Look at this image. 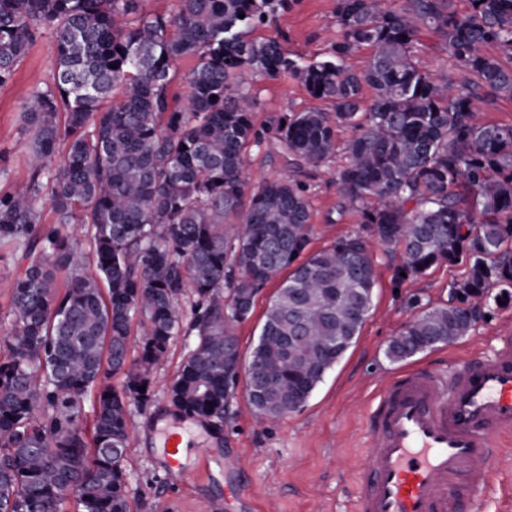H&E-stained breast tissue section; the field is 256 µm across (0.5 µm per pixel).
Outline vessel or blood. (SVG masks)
<instances>
[{
  "label": "vessel or blood",
  "mask_w": 512,
  "mask_h": 512,
  "mask_svg": "<svg viewBox=\"0 0 512 512\" xmlns=\"http://www.w3.org/2000/svg\"><path fill=\"white\" fill-rule=\"evenodd\" d=\"M369 464L355 512H476L495 450L512 436V337L446 372L405 369L366 417Z\"/></svg>",
  "instance_id": "vessel-or-blood-1"
}]
</instances>
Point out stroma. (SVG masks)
I'll use <instances>...</instances> for the list:
<instances>
[{
	"mask_svg": "<svg viewBox=\"0 0 512 512\" xmlns=\"http://www.w3.org/2000/svg\"><path fill=\"white\" fill-rule=\"evenodd\" d=\"M336 0H291L288 9L256 28L255 39L277 36L305 61L323 57L336 38ZM55 48L42 36L18 66L14 79L0 88V194L23 189L30 177L29 136L20 110L38 87L52 83ZM256 128L273 134L280 118L315 107L304 86L287 73L259 79ZM346 162H332L305 178L315 234L311 250L360 230L357 213H339L336 171ZM372 260L377 285L374 307L345 356L327 373L308 403L272 422L260 418L238 386L224 411L219 429L174 412L167 388L177 376L193 343L173 338L165 359L152 375V400L134 415L125 466L129 474L131 512H151L162 500L168 512H353L366 458L364 415L381 383L407 367L439 364L450 368L469 355L490 356L498 338L512 327V302L494 297L478 303V317L463 338L437 346L406 362L384 357L389 341L419 312L447 305L452 286L466 275L462 265H440L420 277H405L390 248L374 243ZM182 432L187 454L182 474H173L161 445L163 435ZM485 512L512 507V447L494 465L488 486L480 489Z\"/></svg>",
	"mask_w": 512,
	"mask_h": 512,
	"instance_id": "stroma-1",
	"label": "stroma"
}]
</instances>
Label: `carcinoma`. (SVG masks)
Segmentation results:
<instances>
[{"label":"carcinoma","instance_id":"carcinoma-1","mask_svg":"<svg viewBox=\"0 0 512 512\" xmlns=\"http://www.w3.org/2000/svg\"><path fill=\"white\" fill-rule=\"evenodd\" d=\"M469 3L460 13L453 0H337L336 40L304 63L276 38L246 39L290 0H175L169 16L136 0H0V87L43 34L55 46L53 83L22 105L34 175L25 193L0 194V243L22 251L0 359V512H66L71 499L81 512H130L131 416L151 400L155 365L174 336H195L170 405L223 419L236 373L224 350L239 349L236 325L286 268L247 366L259 415L301 410L359 336L375 298L369 239L354 233L310 252L300 181L249 188L247 152L264 142L252 123L259 77L288 72L331 104L283 118L274 144L301 172L343 150L339 209L358 213L383 245H403L402 272L467 265L452 303L416 315L389 343V360L465 335L464 305L493 288L512 300V124L481 122L476 107L512 98V68L483 51L512 59V0ZM364 45L375 53L356 71L347 60ZM431 47L446 52V72L419 66ZM186 58L181 99L172 83ZM340 126L353 131L341 146ZM45 195L57 225L40 231ZM67 224L87 226L93 272ZM60 268L72 271L62 291ZM295 308L304 368L285 341ZM117 374L118 390L108 384ZM93 388L87 430L81 401Z\"/></svg>","mask_w":512,"mask_h":512}]
</instances>
